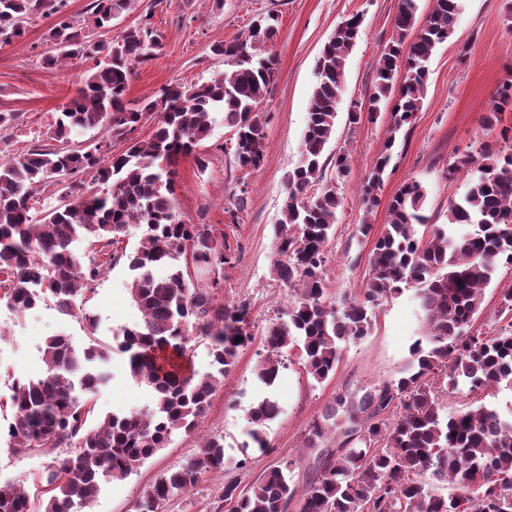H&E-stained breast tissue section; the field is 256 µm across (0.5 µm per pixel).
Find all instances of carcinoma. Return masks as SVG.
Masks as SVG:
<instances>
[{
    "label": "carcinoma",
    "mask_w": 512,
    "mask_h": 512,
    "mask_svg": "<svg viewBox=\"0 0 512 512\" xmlns=\"http://www.w3.org/2000/svg\"><path fill=\"white\" fill-rule=\"evenodd\" d=\"M66 6L67 0H0L1 43L20 37L32 16L43 13L55 16L46 37L51 44L43 56L46 66L96 60L55 119L51 139L57 145L34 146L0 160V300L22 312L51 298L59 313L75 317L73 298L126 259L140 320L121 327L114 340L127 354L133 382L150 392L152 406L100 417L95 427H87L94 408L84 396L108 380L112 346L95 338L77 346L64 335L47 337L45 372L13 384L6 434L19 451L66 447L74 455L49 469L37 502L21 487L0 486V512H70L75 504L87 506L100 478L126 479L166 447L175 431L197 429L240 351L254 341L248 304L217 305L213 289L219 281L204 288L191 280L190 270L222 269L237 256L204 225L180 218L175 166L189 154L197 165H206L198 148L212 135L211 115L221 112L234 131L238 166L259 167L266 126L259 106L274 81L275 63L257 50L274 40L276 16L254 20L245 40L213 46L227 65L223 73L164 88L158 98L143 102L126 95L134 65L153 59L161 48L150 16L125 29L110 48L76 28ZM129 7L130 0H92L94 27L109 26ZM417 9V0H399L392 38L376 64L374 91L347 112L352 125L390 112L389 137L360 186L368 213L379 205L396 134L422 107L430 59L453 32L458 2L432 0L421 22ZM362 26V15L346 18L317 58L301 160L288 175L286 219L276 230L273 265L278 279L298 294L262 336L265 355L256 376L273 385L282 357L296 350L306 376L326 380L340 361L341 343L368 334L369 308L404 287L417 290L423 336L414 344L406 375L361 394L338 393L309 423L305 445L319 452L301 493L282 468L274 467L248 488L234 477L225 479L221 501L227 512H288L294 500L298 512H512V418L484 406L450 416L441 402L442 396L465 389L512 386V321L492 332L472 330L482 291L498 264L512 265V145L485 142L448 164L445 177L465 175L468 190L450 203L445 224L430 223L424 213L422 183L405 181L389 201L388 222L374 241L363 296L337 306L328 302L325 247L340 198L335 181L325 177L323 156L345 91V59ZM508 105L512 79L497 89L483 128L492 130L497 111ZM148 114L155 116L152 134L133 137ZM97 128L106 137L93 145L74 140L77 133ZM114 138L127 141L118 155L112 153ZM90 171L100 187L77 197L67 189L56 205L35 211L39 187L72 184ZM317 183L320 192L308 194ZM129 224L144 225V233L132 252L118 254L112 247ZM459 225L470 230L459 233ZM83 241L95 248L96 257L87 262L76 251ZM196 328L208 340L211 371L204 374L189 361L190 333ZM432 376L441 377V388L430 383ZM278 412L269 396L250 409L249 437L262 453L270 448L265 427ZM337 432L343 439L328 447ZM226 471L224 442L208 437L194 458L155 483L137 510L163 512L171 498L213 472ZM426 473L434 482L419 479ZM444 485L454 490L452 496L439 493Z\"/></svg>",
    "instance_id": "obj_1"
}]
</instances>
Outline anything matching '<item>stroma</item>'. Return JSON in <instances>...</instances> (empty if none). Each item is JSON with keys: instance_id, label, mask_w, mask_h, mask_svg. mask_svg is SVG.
Masks as SVG:
<instances>
[{"instance_id": "stroma-1", "label": "stroma", "mask_w": 512, "mask_h": 512, "mask_svg": "<svg viewBox=\"0 0 512 512\" xmlns=\"http://www.w3.org/2000/svg\"><path fill=\"white\" fill-rule=\"evenodd\" d=\"M399 0H132L130 9L114 20L104 39L115 44L120 34L142 18H150L161 36L156 58L134 69L127 97L133 101L157 98L161 88L190 85L223 72V57L213 54L218 43L244 39L251 22L276 14L279 32L275 41L260 50L275 61V77L261 105L267 116L264 159L258 169L240 168L234 158L233 131L223 114H215L213 131L201 152L208 160L198 168L193 157L179 160L176 169L177 208L190 224L207 225L224 238L238 255L224 270L198 271L192 278L206 286L219 281L216 304L247 303L255 340L242 350L233 371L225 377L201 420L200 432L176 431L170 444L148 459L127 479L101 482L88 512H136L140 499L172 467L193 457L200 434L224 439V457L247 460L236 471L242 484H250L266 470L290 466V478L304 488L315 458L304 445V433L336 394L363 390L402 377L408 368L414 342L422 335L421 310L416 290L380 302L374 309L367 336L342 345L334 375L324 382L307 378L296 355L284 359L272 387L262 385L255 374L261 337L287 309L290 288L279 281L272 265L276 258L274 230L284 218L288 174L301 157L309 97L316 83L315 64L324 43L348 16H364L361 36L345 62V92L339 105L335 131L325 154L343 153L351 161L347 177L337 192L342 204L335 230L326 246L324 269L330 302L361 297L368 278V259L373 240L362 237L361 223L381 229L387 221L388 200L409 178L427 190L425 213L432 223L448 220V206L467 189L465 177L445 179L444 168L457 154L479 147L485 132L481 121L493 106L499 85L512 77V0H458L459 10L451 37L439 45L430 60L428 85L422 108L406 132L398 133L393 157L379 192L380 205L365 213L359 186L381 150L389 120H363L349 125L351 102L366 99L375 83V67L389 42ZM51 18L37 17L25 34L0 43V111L19 115L17 124L0 134V155L23 154L32 144H50L51 126L60 109L74 97L83 74L93 68L90 60L72 59L66 67L47 68L41 61L48 50L45 40ZM247 191L244 209H237L234 194ZM131 273L118 263L98 281L93 292L77 295L76 316L61 315L53 303L18 312L0 301V400H8L12 382L43 373L41 348L46 337L64 334L74 344L90 339L108 343L121 326L139 320L129 293ZM512 288V266L499 265L483 291V310L475 328L488 331L512 321L500 309L502 290ZM107 369L110 381L93 396L97 415L148 408L150 393L132 381L124 355L113 353ZM273 396L279 415L268 422L269 453L250 447L249 411L264 396ZM449 414L478 406L512 417V390L488 388L477 393L445 397ZM65 448L18 451L0 441V484L24 486L39 496L41 478L48 468L69 457ZM224 478L212 474L189 492L173 497L164 512H218Z\"/></svg>"}]
</instances>
